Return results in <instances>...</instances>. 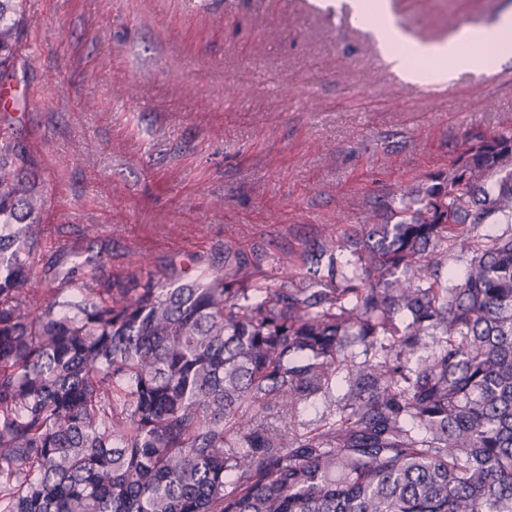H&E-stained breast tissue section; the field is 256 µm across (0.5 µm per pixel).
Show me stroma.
<instances>
[{"label":"stroma","mask_w":512,"mask_h":512,"mask_svg":"<svg viewBox=\"0 0 512 512\" xmlns=\"http://www.w3.org/2000/svg\"><path fill=\"white\" fill-rule=\"evenodd\" d=\"M427 45L512 0H387ZM0 128L36 156L40 257L106 247L113 273L270 267L512 129V60L411 83L348 5L324 0H24Z\"/></svg>","instance_id":"35a3bbf8"}]
</instances>
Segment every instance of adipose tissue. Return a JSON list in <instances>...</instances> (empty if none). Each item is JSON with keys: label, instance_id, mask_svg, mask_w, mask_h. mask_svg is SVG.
<instances>
[{"label": "adipose tissue", "instance_id": "obj_1", "mask_svg": "<svg viewBox=\"0 0 512 512\" xmlns=\"http://www.w3.org/2000/svg\"><path fill=\"white\" fill-rule=\"evenodd\" d=\"M355 16L377 42L392 70L404 78L419 82L441 83L452 80L448 62L486 71L512 57V14L501 16L489 27L463 30L440 45H422L411 41L392 22L386 0H351Z\"/></svg>", "mask_w": 512, "mask_h": 512}]
</instances>
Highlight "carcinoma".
Returning <instances> with one entry per match:
<instances>
[{
	"mask_svg": "<svg viewBox=\"0 0 512 512\" xmlns=\"http://www.w3.org/2000/svg\"><path fill=\"white\" fill-rule=\"evenodd\" d=\"M23 0H0V80ZM34 156L0 131V512H512V130L270 274L45 269ZM465 263L457 278L452 263ZM437 337L427 356L426 338ZM379 347L356 364L347 350ZM340 420H286L331 384Z\"/></svg>",
	"mask_w": 512,
	"mask_h": 512,
	"instance_id": "1",
	"label": "carcinoma"
}]
</instances>
